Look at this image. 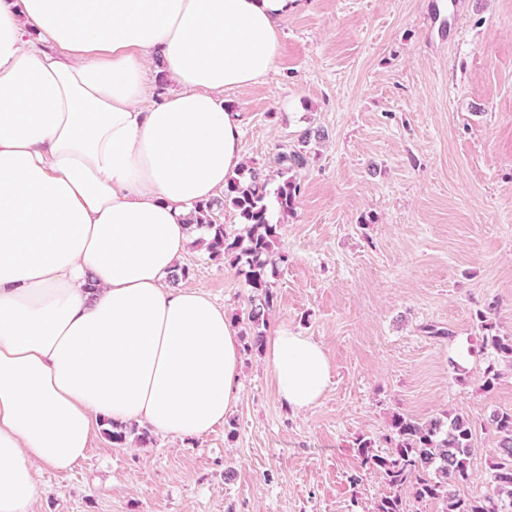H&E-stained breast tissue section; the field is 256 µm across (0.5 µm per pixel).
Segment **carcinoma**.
Returning <instances> with one entry per match:
<instances>
[{"mask_svg":"<svg viewBox=\"0 0 512 512\" xmlns=\"http://www.w3.org/2000/svg\"><path fill=\"white\" fill-rule=\"evenodd\" d=\"M311 134L301 136L298 144L285 148L274 157L279 167L281 182L269 188L270 179L249 166H242L237 174L228 178L224 186V200L238 212L241 223L229 228L217 218L219 201L197 206L195 223L207 231L204 241L212 260L226 255L234 257L240 265L239 274L251 288L250 309L235 317V322L255 332L252 343L246 349H260L264 335L259 327L266 324L267 315L274 306L275 294L268 277V266L275 264V245L280 237L281 223L270 216L268 201H273L277 211L286 216L297 204L300 184L291 172L306 167V144ZM483 347L490 350L497 360L512 362V336L492 332L487 316L479 315ZM105 434L112 446L126 444L128 435L137 432L115 425L106 419ZM489 429L498 439L501 461L493 465L486 491L476 496L460 494L459 488L470 482V459L474 448L476 426L463 415H446L419 421L398 413L390 421L391 433L385 436L390 451L373 452L372 441L361 439L358 452L365 466L379 472L393 489L381 497L376 512H408L402 491H408L416 502L437 500L441 512H512V411L494 413Z\"/></svg>","mask_w":512,"mask_h":512,"instance_id":"cac0c4a2","label":"carcinoma"}]
</instances>
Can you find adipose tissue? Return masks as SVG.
I'll list each match as a JSON object with an SVG mask.
<instances>
[{
  "instance_id": "adipose-tissue-1",
  "label": "adipose tissue",
  "mask_w": 512,
  "mask_h": 512,
  "mask_svg": "<svg viewBox=\"0 0 512 512\" xmlns=\"http://www.w3.org/2000/svg\"><path fill=\"white\" fill-rule=\"evenodd\" d=\"M297 5L0 0V512H33L39 472L83 461L97 421L178 442L240 400L237 328L165 280L243 161L224 92L275 69ZM154 73L173 88L149 104ZM264 362L288 408L323 398L311 337L276 329Z\"/></svg>"
}]
</instances>
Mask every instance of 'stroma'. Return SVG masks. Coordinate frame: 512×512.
<instances>
[{
  "label": "stroma",
  "instance_id": "35a3bbf8",
  "mask_svg": "<svg viewBox=\"0 0 512 512\" xmlns=\"http://www.w3.org/2000/svg\"><path fill=\"white\" fill-rule=\"evenodd\" d=\"M461 2L445 32L432 0H300L280 24L276 70L224 93L244 163L272 183L281 148L325 135L296 174L263 329L323 346L319 404L284 408L263 352L244 353L243 395L223 424L121 448L96 429L71 471H40L34 512H374L389 488L357 441L387 451L397 412L473 420L461 492L485 488L500 454L484 425L512 411V363L492 362L478 321L512 336V0ZM181 262L227 316L249 308L232 257L192 247Z\"/></svg>",
  "mask_w": 512,
  "mask_h": 512
}]
</instances>
